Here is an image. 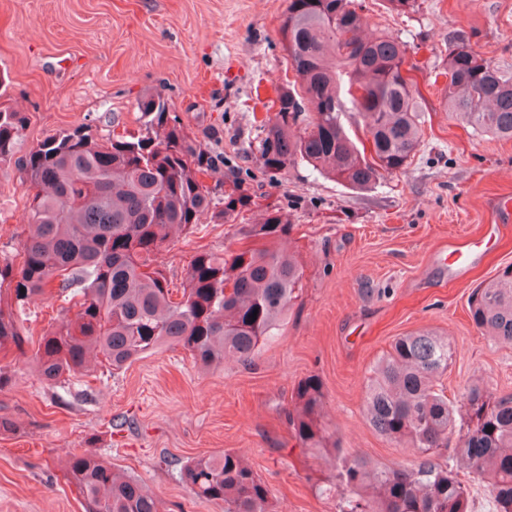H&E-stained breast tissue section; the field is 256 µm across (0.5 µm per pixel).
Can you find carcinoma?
<instances>
[{
	"mask_svg": "<svg viewBox=\"0 0 512 512\" xmlns=\"http://www.w3.org/2000/svg\"><path fill=\"white\" fill-rule=\"evenodd\" d=\"M365 24L354 0H288L281 32L297 80L277 89L274 116L260 121L265 173L275 177L304 163L361 189L408 166L422 138L421 95L403 76V44L385 35L363 39ZM440 75L448 80L450 116L512 139V72L457 37ZM349 107L366 136L359 146L342 123ZM139 111L136 134L100 142L78 129L44 139L18 160L35 194L21 262H0V360L26 353V305L55 283L74 316L63 314L38 342L34 359L48 383L84 370L90 350L114 370L164 344L182 347L203 367L228 354L249 363L298 298L299 262L276 248L293 225L277 206L242 226L238 249L197 253L174 298L153 268L155 254L174 232L190 231L204 217L226 219L251 195L234 180L217 206L201 177L222 161L193 144L162 96L143 98ZM299 124L303 133L291 136ZM24 128L23 116L0 111V165L12 161ZM468 311L481 335L512 343L511 264L471 292ZM454 357L448 338L420 331L396 338L370 371L365 418L386 441L414 450L408 466L378 468L345 456L322 426L320 383L298 385L288 427L305 448L335 450L337 483L321 493L339 496L337 512H471L475 481L489 487L494 512H512V396L474 385L460 403L449 400L438 381ZM455 428L459 445L447 456ZM65 477L85 512H164L140 480L115 473L89 450L70 456ZM181 480L224 512H272L266 484L232 451L189 461Z\"/></svg>",
	"mask_w": 512,
	"mask_h": 512,
	"instance_id": "obj_1",
	"label": "carcinoma"
}]
</instances>
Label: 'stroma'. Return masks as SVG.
I'll return each mask as SVG.
<instances>
[{"instance_id": "1", "label": "stroma", "mask_w": 512, "mask_h": 512, "mask_svg": "<svg viewBox=\"0 0 512 512\" xmlns=\"http://www.w3.org/2000/svg\"><path fill=\"white\" fill-rule=\"evenodd\" d=\"M373 33L406 47L426 110L423 138L407 168L365 189L299 165L263 176L258 146L276 89L295 73L283 46L287 0H0V109L26 119L24 156L47 136L80 128L94 137L137 131L138 104L162 95L194 144L223 154L206 184L223 196L233 179L258 194L223 224L202 222L156 257L173 289L199 251L240 246L238 230L266 205L295 229L279 241L303 269L302 291L254 363L196 366L164 345L124 369L96 367L44 382L33 356L7 359L0 386V512H83L65 477L69 453L90 450L115 471L140 478L166 512H222L195 499L179 479L188 461L226 450L265 482L274 512H336L317 488L336 480L331 455L305 448L285 413L296 387L317 377L321 422L352 454L380 466L410 464L411 448L387 442L363 403L375 362L402 335L446 336L456 357L441 383L462 399L473 385L512 394V344L481 336L467 300L512 264V223L498 224L492 201L512 196V140L474 132L443 110L434 81L448 39L512 71V0H414L400 13L387 0H357ZM32 192L16 166L0 167V260L27 236ZM496 239L465 275L450 248Z\"/></svg>"}]
</instances>
